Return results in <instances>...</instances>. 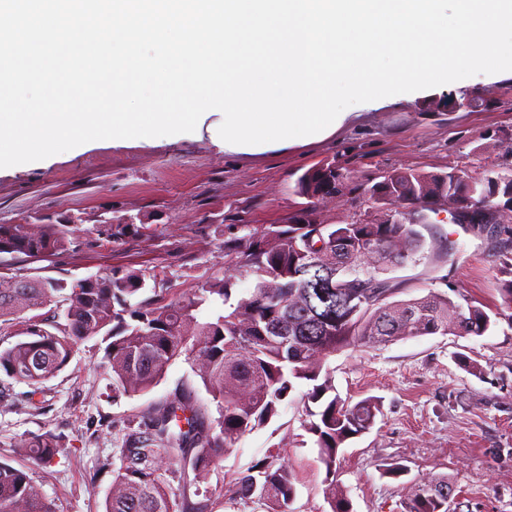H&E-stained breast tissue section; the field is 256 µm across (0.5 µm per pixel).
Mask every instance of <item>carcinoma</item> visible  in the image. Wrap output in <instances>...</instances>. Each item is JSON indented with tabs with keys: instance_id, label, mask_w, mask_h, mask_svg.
<instances>
[{
	"instance_id": "cac0c4a2",
	"label": "carcinoma",
	"mask_w": 512,
	"mask_h": 512,
	"mask_svg": "<svg viewBox=\"0 0 512 512\" xmlns=\"http://www.w3.org/2000/svg\"><path fill=\"white\" fill-rule=\"evenodd\" d=\"M331 167L313 166L297 179L309 223L269 225L245 247L232 272L202 282L191 297L138 300L146 288L142 270L111 271L89 283L0 275V332L19 325L22 335L0 348V371L26 383L29 399L65 368L78 343L95 340L104 345L113 396L149 391L183 358L217 402L212 416L189 388L129 418L114 451L118 463L112 464L105 512H214V492L203 486L213 467L242 436L278 413L299 380L314 382L307 399L320 409H307V430L330 474L341 445L370 430L379 407L372 397L353 405L328 397L334 391L323 373L329 356L356 344L437 333L483 336L490 330L492 319L483 309L445 294L394 299L399 286L382 274L423 251L422 230L435 237L433 225L412 223L404 208L418 205L423 214L441 199L471 208L488 198L494 182L508 189L512 173L479 185L463 175L442 181L432 172L398 171L392 200L374 201L372 220L323 224L314 204L331 179L340 178L350 194H376L375 186L354 181L345 170L336 176ZM74 232L68 219L0 224V255L49 260L72 250ZM239 279L251 282L241 297L234 295ZM208 300L222 303L224 312L201 316ZM60 302L64 322L41 313ZM60 448V437L51 432L19 445L43 464ZM450 492L446 479L424 484L409 512H448ZM234 493L256 496L266 512H288L295 478L276 450L257 475L235 483ZM0 512L54 509L24 471L0 463Z\"/></svg>"
}]
</instances>
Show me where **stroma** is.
Segmentation results:
<instances>
[{
	"mask_svg": "<svg viewBox=\"0 0 512 512\" xmlns=\"http://www.w3.org/2000/svg\"><path fill=\"white\" fill-rule=\"evenodd\" d=\"M483 75L466 89L432 88L412 103L373 110L358 127L320 145L263 159L224 155L207 130L180 139L161 137L122 145L108 140L44 160L0 169V224L65 216L78 225L73 251L53 260L0 257V275L73 281L114 270L137 269L155 277L166 299L192 295L201 282L233 270L231 244L285 224L306 201L294 192L297 178L333 162L361 181L393 170H458L479 180L512 172V81L482 90L490 106L473 112H438L435 100L482 89ZM321 221H362L371 200L346 194L319 200ZM446 236L434 244L448 253L439 280L428 257L391 266L388 278L402 298L435 291L494 315L483 336L434 334L347 348L325 367L337 395L356 403L374 397V426L340 448L334 474L318 459L307 430L309 382L295 383L266 425L242 437L213 468L208 483L223 493L217 512H264L257 499L232 492L236 478L275 448L296 476L290 512H331L329 484L343 490L352 512H406L420 484L447 478L455 493L448 512H512V319L501 314L500 280L506 236L457 228L441 212ZM128 224L109 244L96 228ZM477 363L480 374L467 371ZM103 351L79 344L68 365L47 380L37 403L25 383L0 372V461L25 470L56 512H104L112 482L107 464L123 424L182 389H194L208 409L216 404L188 361L177 360L149 392L109 395ZM53 432L63 449L46 465L13 453V444ZM403 467L401 476L387 468Z\"/></svg>",
	"mask_w": 512,
	"mask_h": 512,
	"instance_id": "stroma-1",
	"label": "stroma"
}]
</instances>
